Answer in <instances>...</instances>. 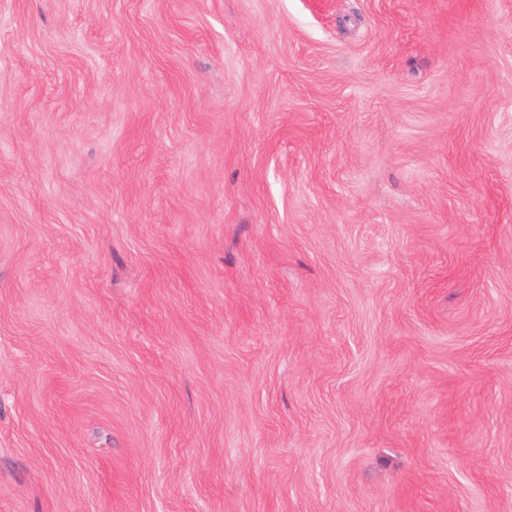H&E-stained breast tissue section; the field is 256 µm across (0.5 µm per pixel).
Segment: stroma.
Wrapping results in <instances>:
<instances>
[{
	"label": "stroma",
	"instance_id": "obj_1",
	"mask_svg": "<svg viewBox=\"0 0 512 512\" xmlns=\"http://www.w3.org/2000/svg\"><path fill=\"white\" fill-rule=\"evenodd\" d=\"M0 512H512V0H0Z\"/></svg>",
	"mask_w": 512,
	"mask_h": 512
}]
</instances>
